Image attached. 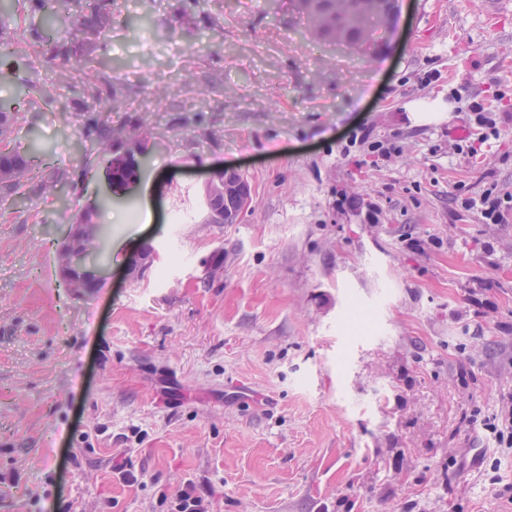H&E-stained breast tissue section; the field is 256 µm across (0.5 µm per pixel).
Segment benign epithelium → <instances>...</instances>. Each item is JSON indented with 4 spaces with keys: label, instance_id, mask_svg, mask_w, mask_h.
Instances as JSON below:
<instances>
[{
    "label": "benign epithelium",
    "instance_id": "benign-epithelium-1",
    "mask_svg": "<svg viewBox=\"0 0 512 512\" xmlns=\"http://www.w3.org/2000/svg\"><path fill=\"white\" fill-rule=\"evenodd\" d=\"M322 0H311L308 14L316 25L326 32L330 42L338 46L357 47L360 42L351 37L354 29H360L369 24L371 16H377L382 25L390 27L398 14L397 0H329L328 6L321 5ZM14 151L8 142H0V187L11 189L16 177L2 160L12 156ZM107 174L119 176L123 181L132 184L140 175V164L129 155L117 158V161L106 167ZM205 191L213 197L235 195L240 205L239 212H211L207 216L209 224H235L238 213L248 210L252 197L249 184H231L224 179V171H216L205 182ZM72 244L69 249L59 254V271L65 281H70L73 270L86 264L87 254L79 245L80 238L94 235L96 227L93 224H73Z\"/></svg>",
    "mask_w": 512,
    "mask_h": 512
}]
</instances>
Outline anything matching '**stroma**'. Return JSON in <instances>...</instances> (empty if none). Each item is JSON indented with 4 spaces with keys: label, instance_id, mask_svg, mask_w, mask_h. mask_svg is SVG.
I'll list each match as a JSON object with an SVG mask.
<instances>
[{
    "label": "stroma",
    "instance_id": "1",
    "mask_svg": "<svg viewBox=\"0 0 512 512\" xmlns=\"http://www.w3.org/2000/svg\"><path fill=\"white\" fill-rule=\"evenodd\" d=\"M398 5L363 56L294 0H98L54 39L12 0L0 99L41 172L0 189V512H512L483 428L512 408V0ZM223 168L252 203L209 224ZM491 187L499 224L451 196ZM85 210L107 278L76 296ZM105 167L107 174L112 178L119 176L128 184L134 183L140 175V164L135 161L133 155L117 157L116 162ZM83 220H86L91 224H78ZM71 228H73V231L70 230L68 237L72 235V244L69 249L63 250L62 253L59 254V271L63 279L67 283H70L73 270L84 265L76 271V280H81L85 285H87L92 283L94 279V274L87 269V254L91 257L98 249L99 244L98 235H94L96 227L92 222V214L90 212L83 213L77 221L71 224ZM81 237L84 239L90 237L83 243L84 250L87 254L79 245V239Z\"/></svg>",
    "mask_w": 512,
    "mask_h": 512
}]
</instances>
